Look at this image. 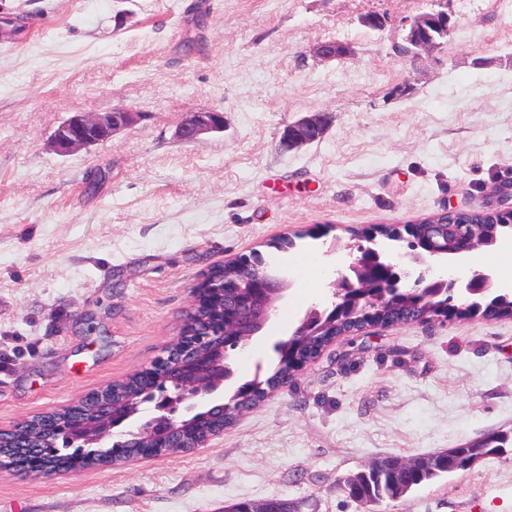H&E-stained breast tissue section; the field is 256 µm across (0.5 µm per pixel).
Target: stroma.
Here are the masks:
<instances>
[{
	"instance_id": "stroma-1",
	"label": "stroma",
	"mask_w": 512,
	"mask_h": 512,
	"mask_svg": "<svg viewBox=\"0 0 512 512\" xmlns=\"http://www.w3.org/2000/svg\"><path fill=\"white\" fill-rule=\"evenodd\" d=\"M206 11L201 52L183 34ZM431 0H0L25 31L0 42V429L70 405L175 342L203 273L325 228L339 244L448 208L495 209L512 182V15L454 0V32L398 47ZM377 15L383 26L365 22ZM349 43L344 59L315 42ZM136 123L66 155L75 112ZM224 129L182 141L188 113ZM323 113V139L281 145ZM108 167L90 185L86 173ZM512 431V319L370 325L204 447L20 476L0 512H223L284 498L364 512L341 480L372 460ZM379 512H512V452L383 501Z\"/></svg>"
}]
</instances>
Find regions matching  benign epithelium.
<instances>
[{
  "label": "benign epithelium",
  "mask_w": 512,
  "mask_h": 512,
  "mask_svg": "<svg viewBox=\"0 0 512 512\" xmlns=\"http://www.w3.org/2000/svg\"><path fill=\"white\" fill-rule=\"evenodd\" d=\"M453 0H432L434 8L416 16L410 22L405 37L403 53L411 55L418 50L441 44V37L453 32L449 6ZM316 57L329 60L351 53L349 44L340 41H320L312 49ZM136 113L123 108H112L94 115L75 113L54 128L51 143L59 153L88 148L110 139L114 133L132 126ZM224 128L223 112L212 109L191 112L179 128L181 140L192 142L202 135L219 132ZM326 134V122L322 115L304 117L287 126L283 139L290 147H301L321 140ZM380 231L373 230L363 235L368 242L358 246L359 256L344 268L336 270L338 277L330 283L334 301L320 310L310 308L292 329L289 337L311 336L318 332L323 319L344 320V313L363 314L366 324L380 325L378 313L398 296L395 288L402 278L412 276L403 269L388 251L379 245ZM441 231H431L424 243L417 244L420 253L414 260L422 265L415 275L414 288L419 295L418 317L409 323L429 320L431 300L440 297L443 289L457 287L458 280L449 278L434 270L426 258H438L440 244L436 237ZM495 287L492 270L485 268L471 272L464 289L471 295H481ZM287 289V278L282 274H271L263 270L252 273L247 289L224 297V322L197 323L190 318L185 321L189 332L175 341L179 347V358L171 356L172 347H167L143 371L159 372L162 387L158 394L149 399H132L137 413L146 417L137 432L153 438H163L171 448H182L189 453L203 447L210 439L224 433V427L212 428V433L203 439L192 436L190 425L199 428L208 426L216 415H224V379L212 380L204 377L208 368L205 356L211 351L224 352L228 347L245 350L249 341L258 335L270 320L276 303ZM129 417L112 410V398L103 397L99 392L85 395L78 400V406L71 409L65 425L47 424L42 435L45 443L54 448L65 440L70 448L81 453L100 452L104 440L112 437L114 430L124 427ZM31 420L17 422L8 430H0V449L13 448L20 454L30 447L28 436Z\"/></svg>",
  "instance_id": "7a95c632"
}]
</instances>
